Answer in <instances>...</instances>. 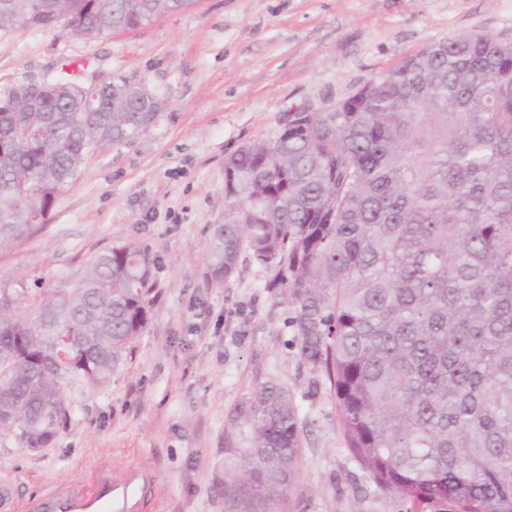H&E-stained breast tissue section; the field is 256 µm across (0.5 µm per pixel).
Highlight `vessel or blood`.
Returning a JSON list of instances; mask_svg holds the SVG:
<instances>
[{
  "label": "vessel or blood",
  "mask_w": 512,
  "mask_h": 512,
  "mask_svg": "<svg viewBox=\"0 0 512 512\" xmlns=\"http://www.w3.org/2000/svg\"><path fill=\"white\" fill-rule=\"evenodd\" d=\"M148 481L135 467L97 473L91 486H60L38 499L33 512H136Z\"/></svg>",
  "instance_id": "vessel-or-blood-1"
}]
</instances>
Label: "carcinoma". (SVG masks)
<instances>
[{
    "mask_svg": "<svg viewBox=\"0 0 512 512\" xmlns=\"http://www.w3.org/2000/svg\"><path fill=\"white\" fill-rule=\"evenodd\" d=\"M12 0L0 32L86 39L143 27L193 0H66L69 20ZM101 112L35 89L0 91V248L44 224L88 154L145 133L153 101L100 83ZM273 272L300 357L323 376L344 443L382 490L463 512H512V42L425 44L334 112H290L277 136L224 160V222L209 279L242 253ZM156 256L99 253L51 292L0 287V432L51 445L63 385L110 381L155 305ZM29 304L31 317L16 310ZM252 430L224 486L236 512H284L301 455L298 405L264 384L237 410Z\"/></svg>",
    "mask_w": 512,
    "mask_h": 512,
    "instance_id": "1",
    "label": "carcinoma"
}]
</instances>
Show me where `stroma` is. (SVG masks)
I'll return each mask as SVG.
<instances>
[{
    "label": "stroma",
    "instance_id": "obj_1",
    "mask_svg": "<svg viewBox=\"0 0 512 512\" xmlns=\"http://www.w3.org/2000/svg\"><path fill=\"white\" fill-rule=\"evenodd\" d=\"M512 41V0H196L146 26L85 40L55 31L0 33V89L65 78H124L158 100L139 137L90 153L47 223L0 249V282L75 284L98 253L147 245L157 300L144 333L103 387L64 386L73 409L52 447L0 436V475L18 510L97 469L136 466L150 480L140 512H229L224 484L250 429L237 408L261 385L288 388L302 422L287 512H459L379 489L345 447L334 399L300 358L269 270L242 255L208 283L204 249L224 215V161L277 135L300 106L330 109L426 43L451 34Z\"/></svg>",
    "mask_w": 512,
    "mask_h": 512
}]
</instances>
